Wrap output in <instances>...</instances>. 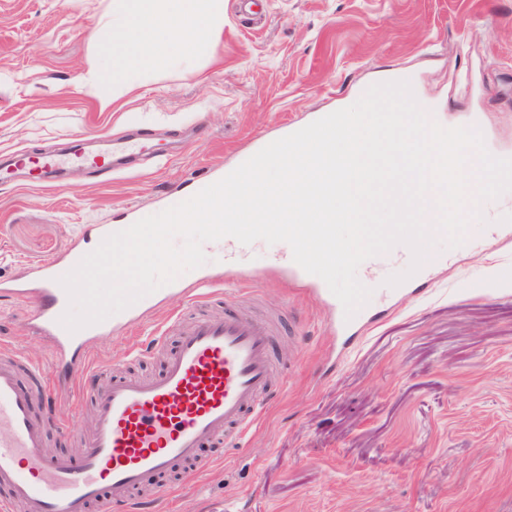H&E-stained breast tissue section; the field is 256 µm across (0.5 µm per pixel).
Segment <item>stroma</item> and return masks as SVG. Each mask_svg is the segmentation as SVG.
Segmentation results:
<instances>
[{
	"mask_svg": "<svg viewBox=\"0 0 512 512\" xmlns=\"http://www.w3.org/2000/svg\"><path fill=\"white\" fill-rule=\"evenodd\" d=\"M110 0H0V165L14 152L61 154L102 134L145 138L169 160L132 170L66 166L39 183L0 180V345L34 362L53 352L33 328V301L5 296L48 259L89 253L107 224L160 213L167 195L223 178L267 140L354 104L407 73L419 104L457 124L479 114L486 145L512 152V0H265L252 16L224 0V30L192 66L144 69L101 107L75 81L95 61L89 35ZM465 245L437 246L427 283L408 262H363L372 293L350 342L331 307L285 279L282 244L259 243L235 282L224 255L180 274L215 279L211 310L279 319L274 395L237 445L204 442V473L162 477L142 512H512V192L486 202ZM173 294L143 318L89 338L92 365L47 451L72 459L93 423L89 396L113 374L160 372L144 350L188 312Z\"/></svg>",
	"mask_w": 512,
	"mask_h": 512,
	"instance_id": "obj_1",
	"label": "stroma"
}]
</instances>
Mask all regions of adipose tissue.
Returning a JSON list of instances; mask_svg holds the SVG:
<instances>
[{
  "mask_svg": "<svg viewBox=\"0 0 512 512\" xmlns=\"http://www.w3.org/2000/svg\"><path fill=\"white\" fill-rule=\"evenodd\" d=\"M224 0H112L92 39L93 65L76 81L96 89L101 105L117 90H131L142 64L165 71L204 53L219 36Z\"/></svg>",
  "mask_w": 512,
  "mask_h": 512,
  "instance_id": "obj_1",
  "label": "adipose tissue"
}]
</instances>
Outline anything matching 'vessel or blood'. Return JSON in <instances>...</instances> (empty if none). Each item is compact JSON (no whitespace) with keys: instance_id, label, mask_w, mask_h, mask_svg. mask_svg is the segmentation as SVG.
<instances>
[{"instance_id":"1","label":"vessel or blood","mask_w":512,"mask_h":512,"mask_svg":"<svg viewBox=\"0 0 512 512\" xmlns=\"http://www.w3.org/2000/svg\"><path fill=\"white\" fill-rule=\"evenodd\" d=\"M60 164L51 154H16L14 167L49 173ZM283 273L312 282L335 311L337 334L352 326L341 302L323 280L280 257ZM43 301L36 311L40 334L51 338L65 383L48 380L47 369L9 357L0 361V512H90L155 492L159 478L182 463H195L203 440L226 441L242 432L264 406L274 377L273 327L245 314L201 316L178 331L174 351L161 372L118 377L92 398L94 422L82 440L80 463L63 453L43 452L45 428L33 414L36 396L57 398L74 385L87 364L83 353L91 327L72 332L60 319L70 301L59 280L65 270L51 260L38 267ZM29 372L35 383H22Z\"/></svg>"}]
</instances>
